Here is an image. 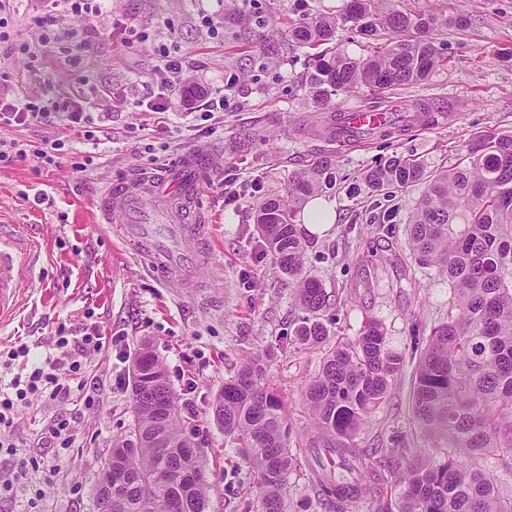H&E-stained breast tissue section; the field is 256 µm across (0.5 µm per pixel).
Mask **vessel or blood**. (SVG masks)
Wrapping results in <instances>:
<instances>
[{
	"instance_id": "b4317fda",
	"label": "vessel or blood",
	"mask_w": 512,
	"mask_h": 512,
	"mask_svg": "<svg viewBox=\"0 0 512 512\" xmlns=\"http://www.w3.org/2000/svg\"><path fill=\"white\" fill-rule=\"evenodd\" d=\"M389 120L388 113L356 107L340 114L337 137L373 132ZM212 172L209 156L187 155L131 180L107 181L96 209L103 223L118 225L119 236L135 248L149 273L168 283L187 284L193 282L199 259L208 250L199 188ZM160 192L171 201L169 222L162 230L141 221L145 200ZM37 256L36 245L14 225H0V324L10 320L32 288Z\"/></svg>"
}]
</instances>
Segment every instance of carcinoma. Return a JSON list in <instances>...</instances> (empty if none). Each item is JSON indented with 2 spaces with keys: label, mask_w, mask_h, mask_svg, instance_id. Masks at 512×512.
<instances>
[{
  "label": "carcinoma",
  "mask_w": 512,
  "mask_h": 512,
  "mask_svg": "<svg viewBox=\"0 0 512 512\" xmlns=\"http://www.w3.org/2000/svg\"><path fill=\"white\" fill-rule=\"evenodd\" d=\"M340 24L379 46L362 59L319 53L306 86L320 103L339 91L383 94L416 84L442 61L435 32L448 20L399 9L395 0H350L339 18L292 23L288 41L314 49L329 43ZM327 166L322 160L299 172L285 193L256 212L258 233L307 312L295 336L313 348L327 340L321 311L328 294L303 273L296 216ZM365 179L377 191L427 182L408 225V246L419 265L447 276L451 290L448 319L431 330L412 393L413 419L436 454L410 456L401 442L388 449L393 461L405 462L397 476L404 487L397 512H512V498L498 492L497 473L500 468L512 478V463L504 461L512 452V135L476 138L463 167L430 174L416 160L393 157ZM135 363L133 425L110 450L95 489L96 512H205L209 484L197 446L185 434L178 397L149 348ZM402 363L382 327L369 321L352 343L325 351L321 372L306 386L314 436L305 462L318 496L336 512L366 494L369 480H379L374 454L354 439L388 396ZM213 414L256 474L255 512H283L288 473L300 459L290 448L286 403L265 368L241 366L215 398ZM323 448L336 453L335 469L325 466ZM109 484L110 496L104 493Z\"/></svg>",
  "instance_id": "carcinoma-1"
}]
</instances>
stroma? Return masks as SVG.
I'll return each mask as SVG.
<instances>
[{
  "mask_svg": "<svg viewBox=\"0 0 512 512\" xmlns=\"http://www.w3.org/2000/svg\"><path fill=\"white\" fill-rule=\"evenodd\" d=\"M348 0H112L111 13L96 20L93 52L80 64L73 43L57 42L33 72L22 46L40 43L42 32L79 30L82 17H45L41 0H14L0 13V92L64 94L89 82L101 93L89 108L92 129L105 149H94L83 131L54 114L25 125L0 124V141L28 153L0 162V224H16L39 242L36 285L14 319L0 327V351L25 343L41 361L58 327L79 336L86 329L110 338L109 350L88 358L87 393L92 405L20 407L18 457L53 460L58 468L43 499V472H30L12 491L0 492V512H95L94 489L107 450L127 438L133 424L132 362L150 347L180 400L186 434L201 451L210 482L208 512H245L259 489L238 448L217 425L211 405L243 363L260 358L288 405L293 440L311 424L305 386L322 367L323 352L300 346L295 330L305 312L270 252L255 232L257 205L284 193L292 177L315 159L331 166L321 196L333 202L336 222L323 236L305 235L304 268L319 278L329 304L322 320L333 345L359 335L366 320L383 328L404 366L385 401L355 438L357 447H390L405 438L412 454L431 452L413 420L415 369L432 328L446 320L450 289L445 275L417 264L407 244V224L426 185L373 191L368 170L398 156L427 170L465 159L472 139L512 134V0H409L448 20L437 36L447 56L420 83L393 89L392 98L432 104L437 119L427 128L395 127L366 144L339 145L330 134L336 112L378 105L364 89L314 103L302 76L313 50L292 48L289 19L302 14L340 16ZM277 48H252L254 34ZM199 64L173 75L177 85L200 84L223 96L220 112H191L173 96L169 112H145L141 99L156 92L161 53ZM65 146L53 165L37 148L45 140ZM196 149L210 153L216 176L201 185L210 253L198 286L168 284L141 265L110 225L100 223L95 200L103 184L132 172L150 171ZM86 163L79 172L75 163ZM233 194H225V186ZM75 434L70 448H47L41 435L57 414ZM286 512H327L307 467L287 479ZM44 488V487H43Z\"/></svg>",
  "mask_w": 512,
  "mask_h": 512,
  "instance_id": "stroma-1",
  "label": "stroma"
}]
</instances>
